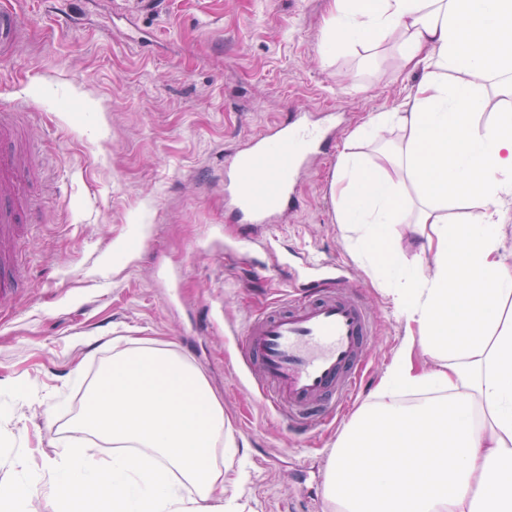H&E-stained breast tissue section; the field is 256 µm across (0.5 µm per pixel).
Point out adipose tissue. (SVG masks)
Returning <instances> with one entry per match:
<instances>
[{"label":"adipose tissue","instance_id":"adipose-tissue-1","mask_svg":"<svg viewBox=\"0 0 512 512\" xmlns=\"http://www.w3.org/2000/svg\"><path fill=\"white\" fill-rule=\"evenodd\" d=\"M329 46L394 40L403 69L420 73L390 124L410 139L396 158L423 196L417 221L434 270L388 267L393 301L410 336L379 389L421 394L415 404L360 410L329 458L332 512H512V271L499 255V213L512 193V113L489 124L476 77L512 71V0H331ZM458 73L449 81V73ZM331 191L340 223L361 243L397 222L400 188L353 153L339 157ZM479 208L452 224L449 200ZM434 359L413 363L414 345ZM81 438L0 482V512H32L43 489L52 512H225L217 458L234 442L224 407L199 367L148 340L115 349L73 422Z\"/></svg>","mask_w":512,"mask_h":512}]
</instances>
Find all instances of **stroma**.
Returning <instances> with one entry per match:
<instances>
[{
    "instance_id": "stroma-1",
    "label": "stroma",
    "mask_w": 512,
    "mask_h": 512,
    "mask_svg": "<svg viewBox=\"0 0 512 512\" xmlns=\"http://www.w3.org/2000/svg\"><path fill=\"white\" fill-rule=\"evenodd\" d=\"M329 0H19L25 29L0 57V111L40 163L24 288L0 316V480L15 457L39 470L62 447L117 338H151L199 366L237 443L225 499L244 512H329V456L350 417L379 403L406 339L382 271L360 258L331 194L349 150L401 183L406 206L381 251L413 264L429 233L418 187L390 155L408 139L352 132L392 111L419 76L391 45L327 53ZM142 36L126 45V32ZM339 113L335 157L299 178L300 205L268 230L227 223L224 156L290 110ZM253 233L248 252L225 248ZM347 265L375 318L366 375L347 416L289 436L239 369L234 328L286 297L325 261Z\"/></svg>"
}]
</instances>
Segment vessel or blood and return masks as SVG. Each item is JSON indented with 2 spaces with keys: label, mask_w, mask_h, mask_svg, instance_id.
<instances>
[{
  "label": "vessel or blood",
  "mask_w": 512,
  "mask_h": 512,
  "mask_svg": "<svg viewBox=\"0 0 512 512\" xmlns=\"http://www.w3.org/2000/svg\"><path fill=\"white\" fill-rule=\"evenodd\" d=\"M24 26L22 14L0 7V52L12 47ZM336 129L325 112L319 123L304 113L276 123L239 153L224 160L228 220L267 224L292 211L298 172L323 158ZM14 128L0 114V307L8 308L23 285L17 233L28 211L29 185L12 148ZM373 339V317L348 270L318 266L303 293L248 320L239 333L240 362L249 384L291 435L314 431L353 396Z\"/></svg>",
  "instance_id": "vessel-or-blood-1"
}]
</instances>
